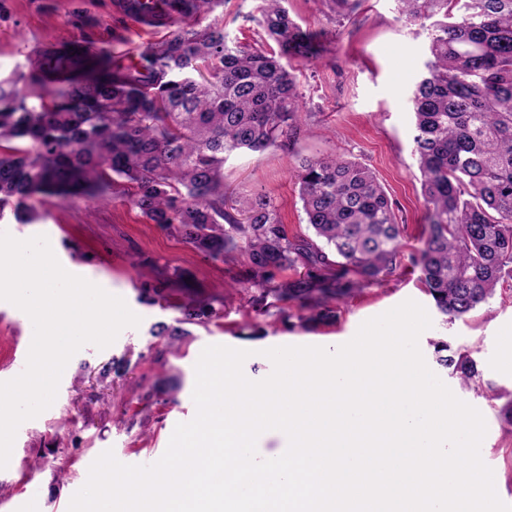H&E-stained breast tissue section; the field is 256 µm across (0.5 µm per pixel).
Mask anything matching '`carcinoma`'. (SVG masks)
<instances>
[{
	"mask_svg": "<svg viewBox=\"0 0 512 512\" xmlns=\"http://www.w3.org/2000/svg\"><path fill=\"white\" fill-rule=\"evenodd\" d=\"M221 0H159L205 18ZM284 0H260L258 24L277 49H248L224 27H182L132 66L99 53L81 73L33 82L39 104L0 83V217L30 222L45 196L120 195L148 220L213 260L243 257L239 283L336 319L338 303L394 274L406 225L366 165L305 158L299 195L313 236L289 235L278 205L257 195L226 209L224 161L286 146L299 130V85L281 59L320 55ZM428 32L431 60L414 84L413 138L428 210L420 282L445 320L463 319L512 279V0H397ZM292 269L296 278L275 282ZM176 325L152 335L174 343L212 306L191 300ZM437 364L483 387L468 353L434 342Z\"/></svg>",
	"mask_w": 512,
	"mask_h": 512,
	"instance_id": "cac0c4a2",
	"label": "carcinoma"
}]
</instances>
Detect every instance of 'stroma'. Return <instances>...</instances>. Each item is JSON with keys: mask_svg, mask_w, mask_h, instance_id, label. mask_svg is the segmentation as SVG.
<instances>
[{"mask_svg": "<svg viewBox=\"0 0 512 512\" xmlns=\"http://www.w3.org/2000/svg\"><path fill=\"white\" fill-rule=\"evenodd\" d=\"M259 0H224L208 16L230 39L248 48L271 49L256 22ZM290 16L316 32L320 56L296 63L302 97L301 129L290 148L231 155L224 164L228 202L265 194L281 209L289 233L308 234L298 195L302 157H336L371 168L395 202L407 226L401 263L386 281L363 289L341 304L332 322L300 324L283 320L275 298L253 304L235 278L240 262L205 259L121 198L68 199L38 203L35 223H19L13 213L0 231L18 240L47 236L65 270L122 297L140 317L106 348L84 345L68 362L54 403L18 428L6 468L0 469V502L6 512H68L72 496L87 481L91 464L104 451L127 465L158 461L175 426L194 418L195 364L204 347L225 345L249 353L243 363L253 381L268 377L273 365L266 349L314 345L328 349L351 340L366 320L411 299L428 312L431 328L419 337L424 358L431 339L447 338L470 353L494 392L464 389L456 376L440 372L453 394L478 409L487 432L481 458L492 469L500 500L512 505V425L501 409L512 399V291L501 289L469 316L444 322L420 283L413 257L422 246L427 209L413 153L414 120L410 90L428 60L427 32L400 19L396 0H359L337 18L326 0H286ZM157 38L114 18L112 0H0V82L13 83L29 103L38 87L31 80L39 57L34 45L82 42L109 49L117 60L135 57ZM188 278L187 288L165 280L163 268ZM209 300L214 312L203 325H190L164 362L154 359L164 338L150 334L159 322L174 324L188 299ZM33 328L23 311L0 301V382L20 375ZM125 357L124 376L102 374L110 356ZM66 460L67 475L55 466Z\"/></svg>", "mask_w": 512, "mask_h": 512, "instance_id": "35a3bbf8", "label": "stroma"}]
</instances>
